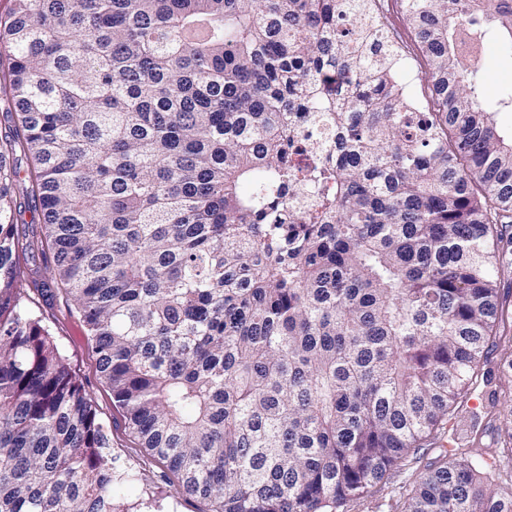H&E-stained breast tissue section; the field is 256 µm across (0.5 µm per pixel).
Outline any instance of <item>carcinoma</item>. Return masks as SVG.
I'll use <instances>...</instances> for the list:
<instances>
[{"label": "carcinoma", "instance_id": "carcinoma-1", "mask_svg": "<svg viewBox=\"0 0 512 512\" xmlns=\"http://www.w3.org/2000/svg\"><path fill=\"white\" fill-rule=\"evenodd\" d=\"M401 2L429 111L375 0L0 15V512H128L93 398L27 305L55 283L115 427L200 512H336L446 432L512 277V91L481 92L512 0ZM21 184L40 237L16 230ZM448 453L404 512H512L481 455Z\"/></svg>", "mask_w": 512, "mask_h": 512}]
</instances>
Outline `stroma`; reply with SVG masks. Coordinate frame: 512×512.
<instances>
[{"label":"stroma","instance_id":"stroma-1","mask_svg":"<svg viewBox=\"0 0 512 512\" xmlns=\"http://www.w3.org/2000/svg\"><path fill=\"white\" fill-rule=\"evenodd\" d=\"M381 7L388 21L387 35L399 43L405 54L399 79L408 96L422 106H429L428 66L405 22L400 0H381ZM484 69L486 99H497L512 90V55L503 51L501 40L494 39L487 44ZM35 313L49 327L77 380L91 393L99 419L110 427L112 455L118 467L131 476L130 481L117 489L130 512H143L144 503L150 501L160 504L161 512H198L199 503L178 493L174 477L161 461L139 448L127 431L112 428L115 413L112 393L100 379L96 357L63 285H53L51 297L40 303ZM509 358H512V324L504 323L497 331L495 346L480 364L476 381L459 399L453 419L460 447L496 460V467L486 472L488 483L495 487L512 484V463L505 460L512 450V442L504 435L506 419L512 416V378L502 372L503 363ZM415 469L413 461L403 460L386 481L371 488L362 498L346 501L339 512H403Z\"/></svg>","mask_w":512,"mask_h":512}]
</instances>
